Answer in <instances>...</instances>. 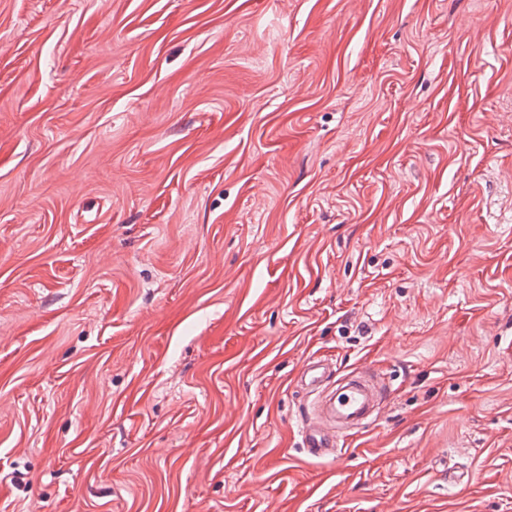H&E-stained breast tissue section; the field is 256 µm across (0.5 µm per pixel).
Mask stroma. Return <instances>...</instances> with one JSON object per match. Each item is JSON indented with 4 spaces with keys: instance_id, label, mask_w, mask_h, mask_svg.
Listing matches in <instances>:
<instances>
[{
    "instance_id": "obj_1",
    "label": "stroma",
    "mask_w": 512,
    "mask_h": 512,
    "mask_svg": "<svg viewBox=\"0 0 512 512\" xmlns=\"http://www.w3.org/2000/svg\"><path fill=\"white\" fill-rule=\"evenodd\" d=\"M0 512H512V0H0ZM299 382L318 395L314 412L298 424L301 448L315 458L336 455L338 441L360 432L389 399L384 381L371 372L352 371L334 381V370L322 361L303 364Z\"/></svg>"
}]
</instances>
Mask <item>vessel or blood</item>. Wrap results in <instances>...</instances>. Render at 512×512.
I'll list each match as a JSON object with an SVG mask.
<instances>
[{"mask_svg": "<svg viewBox=\"0 0 512 512\" xmlns=\"http://www.w3.org/2000/svg\"><path fill=\"white\" fill-rule=\"evenodd\" d=\"M299 382L317 393L313 413L302 416L298 424L301 447L315 458L334 454L338 441L360 432L389 399L384 381L371 372L358 370L338 378L321 361L303 364Z\"/></svg>", "mask_w": 512, "mask_h": 512, "instance_id": "1", "label": "vessel or blood"}]
</instances>
